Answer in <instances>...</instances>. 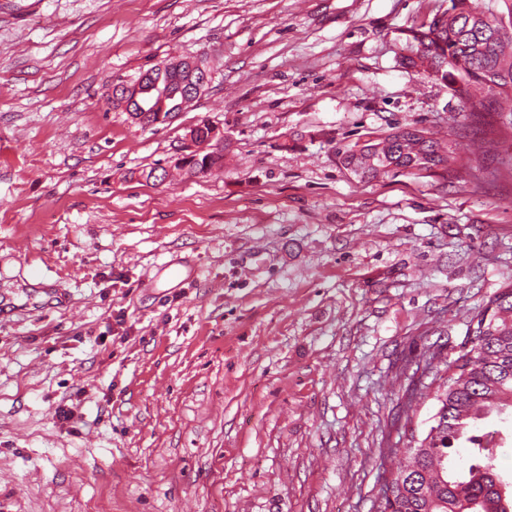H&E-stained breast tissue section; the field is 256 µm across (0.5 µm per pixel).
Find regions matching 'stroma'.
<instances>
[{
  "mask_svg": "<svg viewBox=\"0 0 512 512\" xmlns=\"http://www.w3.org/2000/svg\"><path fill=\"white\" fill-rule=\"evenodd\" d=\"M450 6L0 0V512H376L418 365L512 282V134L400 63ZM173 55V121L112 106ZM204 119L223 168L140 178ZM415 124L459 165L338 161ZM208 83V72L200 67V70L196 71L189 80L180 84L174 96L177 94L181 96L182 104L180 106L183 108L194 102L205 90Z\"/></svg>",
  "mask_w": 512,
  "mask_h": 512,
  "instance_id": "35a3bbf8",
  "label": "stroma"
}]
</instances>
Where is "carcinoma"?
<instances>
[{"mask_svg":"<svg viewBox=\"0 0 512 512\" xmlns=\"http://www.w3.org/2000/svg\"><path fill=\"white\" fill-rule=\"evenodd\" d=\"M448 20L434 16L410 30L407 69L425 67L444 86L462 81L468 88V109L489 113L490 99L512 101V31L489 16L478 0H452ZM164 87L181 75L154 65L146 70ZM140 102L151 114L149 123L165 124L177 109L171 95H146ZM342 165L363 178L389 173L417 175L425 165L459 163L452 144L429 136L388 134L372 137L339 152ZM224 161V150L205 151L194 167L206 173ZM440 375L437 355L430 354L421 375L438 384L436 412L423 437L411 436L394 477L393 499L384 498L378 512H512L510 483H502L492 464V453L478 434L477 423L487 424L512 408V284L495 293L476 316L473 339L446 364ZM472 449L467 469L451 463L449 449Z\"/></svg>","mask_w":512,"mask_h":512,"instance_id":"carcinoma-1","label":"carcinoma"}]
</instances>
